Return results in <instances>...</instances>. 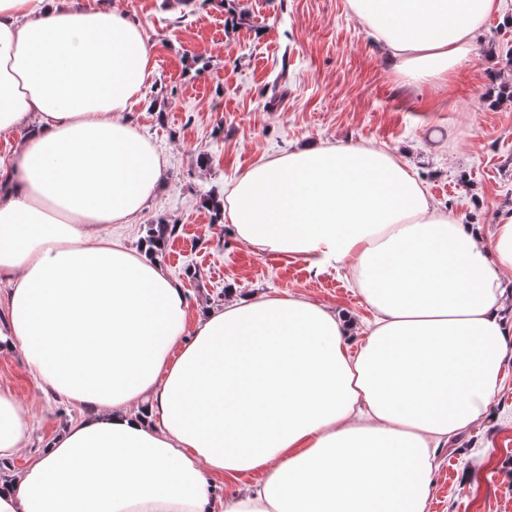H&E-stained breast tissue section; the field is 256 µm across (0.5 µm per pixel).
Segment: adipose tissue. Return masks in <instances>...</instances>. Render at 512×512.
I'll return each instance as SVG.
<instances>
[{
    "label": "adipose tissue",
    "instance_id": "ef3b65f1",
    "mask_svg": "<svg viewBox=\"0 0 512 512\" xmlns=\"http://www.w3.org/2000/svg\"><path fill=\"white\" fill-rule=\"evenodd\" d=\"M347 4L411 83L447 80L501 9ZM153 72L124 11L0 0V132L34 123L0 163V351L87 411L0 477V512H427L437 449L489 414L512 351V210L488 241L385 150H288L227 187L224 222L349 273L364 339L301 294H236L191 320L167 270L112 235L161 184L164 158L128 118ZM27 419L0 388V464Z\"/></svg>",
    "mask_w": 512,
    "mask_h": 512
}]
</instances>
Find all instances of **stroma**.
<instances>
[{"mask_svg": "<svg viewBox=\"0 0 512 512\" xmlns=\"http://www.w3.org/2000/svg\"><path fill=\"white\" fill-rule=\"evenodd\" d=\"M138 20L155 63L130 114L166 160L160 191L134 225L140 248L153 224L175 225L157 257L192 314L223 305L228 288L301 293L351 314L372 312L349 277L256 251L231 236L213 202L264 156L308 142L372 145L406 155L423 190L465 223L494 232L512 206V0L491 16L468 63L447 81L406 83L346 0H79ZM31 409L30 442L11 469L77 417L43 392L21 352L0 355V387ZM493 416L439 449L428 512H512V360Z\"/></svg>", "mask_w": 512, "mask_h": 512, "instance_id": "stroma-1", "label": "stroma"}]
</instances>
